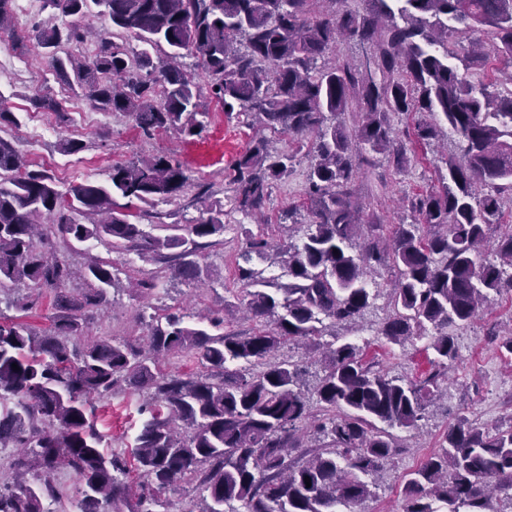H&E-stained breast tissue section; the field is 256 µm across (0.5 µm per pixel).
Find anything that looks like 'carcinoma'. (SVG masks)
<instances>
[{
    "instance_id": "1",
    "label": "carcinoma",
    "mask_w": 512,
    "mask_h": 512,
    "mask_svg": "<svg viewBox=\"0 0 512 512\" xmlns=\"http://www.w3.org/2000/svg\"><path fill=\"white\" fill-rule=\"evenodd\" d=\"M367 2L354 15L339 8L341 0H44L63 16H101L143 45L129 50L99 34L94 55L77 62L59 52L84 41L89 28L42 26L36 43L59 81L98 110L131 116L145 133L200 134L205 89L229 116L237 111L263 130L312 139L313 209L302 245L275 249L286 280L238 267L247 312L274 319L273 328L226 336L220 318L206 329L170 313L152 318L144 348L110 338L81 345L85 312L106 301L112 266L89 261L84 288L73 295L70 265L37 246L49 229L69 246L110 240L151 260L171 250L173 272L198 282L213 276L197 261L199 240L224 233V205H208L186 235L182 225L167 224V234L152 236L128 220L116 197L149 206L180 197L190 185L180 161L156 155L116 164L109 184L87 181L65 195L0 138V287L49 288L56 309L41 334L0 315V448L18 449L11 479L0 483V512H48L44 501L62 499L53 481L62 469L79 480L80 512H101L103 503L112 512H160L162 495L182 481L200 493L188 512H239L236 503L244 512H352L371 494L367 477L398 448L388 429L415 426L435 400L440 372L406 381L371 370L351 343L329 349L316 388L324 411L316 431L326 442L299 461L292 451L301 447L311 407L300 370L278 351L314 341L324 318L357 323L370 304L365 277L389 263L397 279L381 334L401 343L431 325L436 366L444 369L456 357L448 325L470 322L489 294L512 290V229L496 245L501 264L478 261L504 203L512 206V196L503 199L512 192V77L507 85L474 78L490 53L512 67V0ZM345 40L373 45L365 69L344 60L318 64ZM451 40L460 68L448 63ZM163 43L174 52L155 65L148 48ZM185 53L196 60L194 74L179 65ZM349 111L358 116L352 131L339 120ZM407 112L416 115L421 146L438 139L431 118L443 117L460 156L445 161L448 184L410 201L427 227L401 224L387 244L363 233L351 191L360 170L354 147L405 169L407 146L391 117ZM292 161L255 137L227 174L234 208L261 210ZM477 184L489 191L477 196ZM245 244V262L269 258L262 235L246 232ZM158 356H190L201 372L162 374ZM241 361L249 372L229 370ZM122 384L143 395L149 413L128 456L100 447L92 403ZM440 448L406 481V512H500L497 499L512 509V426L492 433L462 418Z\"/></svg>"
}]
</instances>
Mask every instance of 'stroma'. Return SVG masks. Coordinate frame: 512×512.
I'll return each instance as SVG.
<instances>
[{
    "instance_id": "stroma-1",
    "label": "stroma",
    "mask_w": 512,
    "mask_h": 512,
    "mask_svg": "<svg viewBox=\"0 0 512 512\" xmlns=\"http://www.w3.org/2000/svg\"><path fill=\"white\" fill-rule=\"evenodd\" d=\"M48 15L42 0H14L11 26L0 29V107L14 116L13 122L0 125V138L19 150L29 169L46 172L65 193L86 180L107 183L113 165L118 163L154 154L176 157L194 179V187L168 203L152 207L137 201L129 204L137 224L152 235L161 224L196 223L204 203H228L231 191L224 179L225 170L254 137L251 118L227 117L219 105L204 95L200 102L206 115L200 134L181 136L160 130L146 136L123 113L92 110L80 94L68 91L48 65L34 56L35 28ZM36 95L57 100L65 96L69 102L61 113L53 114L50 134L29 138L25 130L33 112L30 100ZM68 138L79 139L82 150L73 154L61 152L60 144ZM269 141L276 149L293 155L292 171L273 188L263 209L265 224H258L251 215L230 213L217 245L203 250L200 262L218 270V280H187L163 264L143 262L128 250H116L93 239L76 250H68L59 236H52L57 255L72 268H80L88 257L97 256L117 270L107 303L87 315L88 340L106 336L141 343L151 317L168 313L221 318L223 332L230 336H245L255 329L272 327V319L252 320L241 312L237 265L245 247L242 231H261L274 243L298 245L305 237L310 217L305 194L309 166L306 147L279 134L270 135ZM457 152V139L448 132L435 145L417 151L407 170H398L392 160L383 156L371 158L352 186L363 223L380 219L376 233L388 239L399 225L418 222V215L408 207V197L439 189V177L447 172L445 160ZM199 183L208 187L202 203L195 198ZM149 278L156 281L149 293L132 289V282ZM394 281L395 274L389 268L370 273L367 282L373 300L358 325L325 324L319 343L321 348L352 343L363 362L373 369L416 381L432 370L436 354L430 342L434 331L426 329L399 344L380 335L391 309ZM18 299L29 306L27 323L38 329L50 325L55 309L49 289L0 291V311L15 316L14 302ZM448 333L455 340L458 356L437 381L440 394L434 406L428 408L416 427L393 428L399 449L372 476L371 495L355 505L353 512H404L402 488L406 480L437 451L444 434L459 417H467L489 431L512 425V355L498 346L500 338L512 334V291L490 295L472 321L449 326ZM321 348L316 351L307 344L290 342L281 355L303 371L312 387L324 374ZM141 404L139 394L124 388L115 390L111 397L95 400V424L102 448L130 451L145 420L139 412Z\"/></svg>"
}]
</instances>
